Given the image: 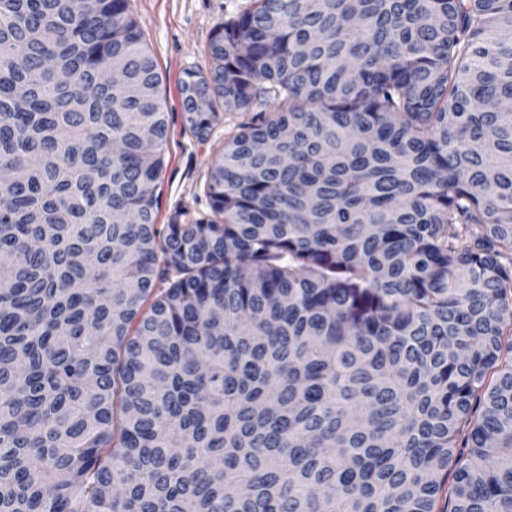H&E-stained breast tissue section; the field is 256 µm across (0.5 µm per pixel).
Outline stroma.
Returning <instances> with one entry per match:
<instances>
[{
    "instance_id": "35a3bbf8",
    "label": "stroma",
    "mask_w": 512,
    "mask_h": 512,
    "mask_svg": "<svg viewBox=\"0 0 512 512\" xmlns=\"http://www.w3.org/2000/svg\"><path fill=\"white\" fill-rule=\"evenodd\" d=\"M253 3L254 0H130L144 43L162 74L161 91L169 115L158 223H185L209 214L206 181L212 158L224 139L251 118L247 112L226 115L214 125L207 141H198L184 127L180 82L185 69H210L208 47L216 29Z\"/></svg>"
}]
</instances>
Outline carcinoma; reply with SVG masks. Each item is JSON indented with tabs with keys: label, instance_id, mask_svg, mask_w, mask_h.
<instances>
[{
	"label": "carcinoma",
	"instance_id": "obj_1",
	"mask_svg": "<svg viewBox=\"0 0 512 512\" xmlns=\"http://www.w3.org/2000/svg\"><path fill=\"white\" fill-rule=\"evenodd\" d=\"M209 55L193 135L274 108L160 229L129 0H0V512H512V0H256Z\"/></svg>",
	"mask_w": 512,
	"mask_h": 512
}]
</instances>
